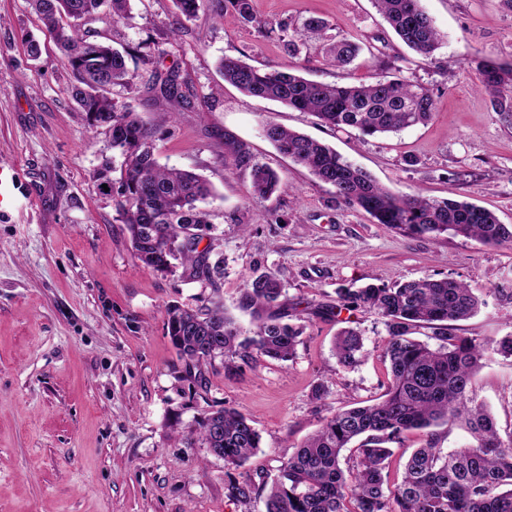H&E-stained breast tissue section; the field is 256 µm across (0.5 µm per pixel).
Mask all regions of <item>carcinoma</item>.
<instances>
[{
    "instance_id": "carcinoma-1",
    "label": "carcinoma",
    "mask_w": 512,
    "mask_h": 512,
    "mask_svg": "<svg viewBox=\"0 0 512 512\" xmlns=\"http://www.w3.org/2000/svg\"><path fill=\"white\" fill-rule=\"evenodd\" d=\"M131 0H29V5L73 72L68 93L85 112L90 125L112 129V148L123 158L115 208L126 226L134 257L145 267L170 272L180 264L193 276L208 279L224 274L222 261L210 263V251L197 249L199 230L208 213L198 207L211 189L197 173L158 162L152 129L138 118L134 107L108 96L114 86L130 88L137 74L119 50L87 24L99 13L119 21L128 16ZM214 0H174L175 24L195 16ZM397 37L426 59L433 57L441 35L420 0H373ZM243 23L262 27L253 14L252 0H224ZM320 18L306 19L284 44L287 55L299 53L312 37L325 41L324 59L346 67L359 52L352 35H327ZM224 81L255 98L279 101L310 112L337 129H354L373 136L399 132L428 122L435 112L429 89L406 78L374 83L323 84L291 72L284 64L267 70L235 58L220 62ZM482 92L493 101L501 119L512 124V67L479 64ZM150 79L168 100H183L179 71L154 68ZM266 138L294 162L307 167L322 183L334 188L344 203L368 213L376 223L418 235L449 234L485 245L512 244V225L502 224L490 210L448 198L430 200L399 195L377 184L330 146L276 124L264 128ZM253 193L268 198L280 179L265 166L251 169ZM245 297L266 312L250 335L229 317L219 300L197 309L167 308V331L178 356L200 369L216 356L224 368H254L263 358L288 361L295 354L301 331L284 321L286 306L281 282L272 274L247 283ZM481 301L465 283L451 277H425L393 287L367 285L339 297L336 309L363 306L385 319L388 339L389 383L378 401L338 411L325 419L313 435L284 462L267 490L264 512H512V433L503 437L488 409L469 396L471 379L488 354L512 357V335L486 344L455 336L457 323L474 316ZM417 327L433 330L434 344L411 337ZM363 342L352 328L336 337L337 363L354 368ZM463 420L472 443L448 453L438 448L437 428ZM199 436L227 468L225 496L249 503L259 487L249 477L232 471L242 467L259 448L261 437L243 413L222 408L198 422ZM411 430L425 431V443L406 465L401 483L388 481L386 461L394 445ZM358 461L341 466L342 452L353 442Z\"/></svg>"
}]
</instances>
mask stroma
<instances>
[{
	"instance_id": "stroma-1",
	"label": "stroma",
	"mask_w": 512,
	"mask_h": 512,
	"mask_svg": "<svg viewBox=\"0 0 512 512\" xmlns=\"http://www.w3.org/2000/svg\"><path fill=\"white\" fill-rule=\"evenodd\" d=\"M252 5L266 29L218 2L184 21L172 42V0H132L120 22L107 15L91 24L117 47L140 49L127 60L141 75L136 88L109 95L155 129L159 163L194 170L212 186L200 246L223 259L224 274L208 280L135 259L111 193L92 181L105 164L112 179L120 177L107 128L90 126L67 94L71 73L27 0H0V166H16L20 177L18 207L0 220V512H263L259 498L228 501L224 461L199 440L197 423L214 407L244 413L262 441L239 473L269 483L325 418L381 397L386 325L368 308L330 314L341 291L451 276L483 301L457 335L478 342L512 335V245L374 223L264 135L269 123L302 132L393 192L452 196L512 225V125L480 90L477 70L483 61L512 67V12L501 0H421L441 35L429 61L396 37L372 0ZM308 16L359 39L353 64L327 65L315 40L286 57L288 29ZM31 38L39 57L27 52ZM159 42L187 103L167 102L149 84L142 57ZM225 57L258 67L288 61L327 84L399 75L427 87L436 109L427 124L364 137L242 94L218 70ZM233 142L245 145L248 164L237 163ZM255 164L280 178L270 198L252 195ZM265 273L281 280L287 313L302 328L295 357L231 372L217 359L204 370L207 386H196L167 335V307L218 297L251 331L259 315L246 307L244 288ZM346 323L360 331L365 350L351 370L338 366L333 350ZM470 394L501 434L512 433V358L487 357Z\"/></svg>"
}]
</instances>
